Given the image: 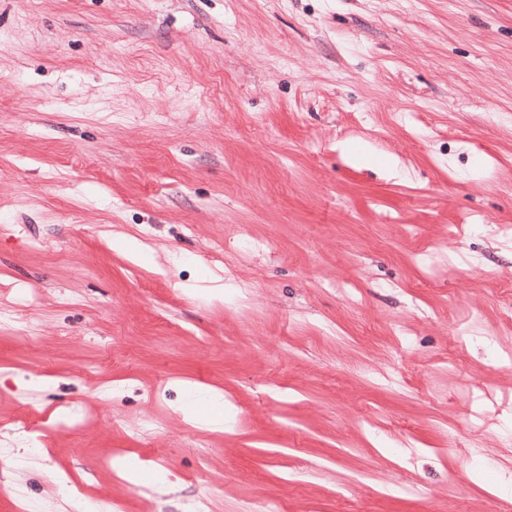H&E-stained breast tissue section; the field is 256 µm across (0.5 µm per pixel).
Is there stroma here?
Wrapping results in <instances>:
<instances>
[{
    "instance_id": "35a3bbf8",
    "label": "stroma",
    "mask_w": 512,
    "mask_h": 512,
    "mask_svg": "<svg viewBox=\"0 0 512 512\" xmlns=\"http://www.w3.org/2000/svg\"><path fill=\"white\" fill-rule=\"evenodd\" d=\"M510 297L512 0H0V512H512Z\"/></svg>"
}]
</instances>
